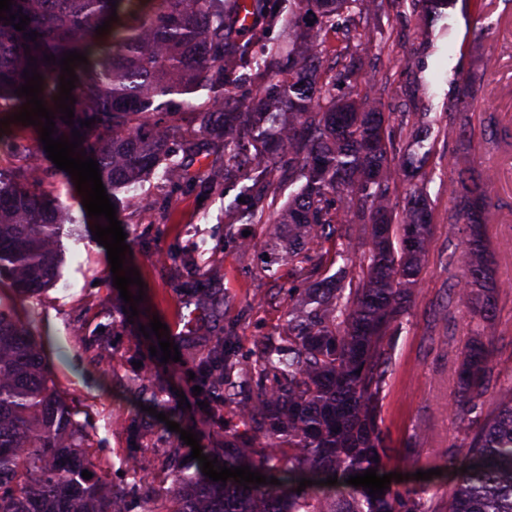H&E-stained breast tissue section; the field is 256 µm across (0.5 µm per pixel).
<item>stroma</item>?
<instances>
[{
	"instance_id": "obj_1",
	"label": "stroma",
	"mask_w": 512,
	"mask_h": 512,
	"mask_svg": "<svg viewBox=\"0 0 512 512\" xmlns=\"http://www.w3.org/2000/svg\"><path fill=\"white\" fill-rule=\"evenodd\" d=\"M512 0H453L444 22L425 23L411 4L370 22L362 30L372 59L356 89L337 86L336 95L352 92L381 96L391 126L429 112L433 155L426 167L428 210L433 226L429 254L415 304L393 339L391 363L378 424L386 448L385 472L402 474L392 491L419 500L425 512H448L453 477L446 456L458 455L467 430L452 408L454 372L472 338L470 308L452 290L464 273L461 231L450 230L455 202L448 182L457 164L497 171L492 190L496 224L490 225L496 286L495 358L502 375L512 374V35L495 25ZM465 138H458V129ZM38 188L59 199L73 217L62 238L58 282L26 302L16 300L8 283H0V302L28 322L43 346L57 387L85 429V447L97 475L109 484L126 483V471L139 464L155 482L167 483L173 465L169 444L158 435L164 421L197 434L202 447L224 451V431L234 429L264 444L262 433L229 409L201 406L190 372L205 355L206 331L235 327L237 350L250 363L258 340L283 323L282 306L264 304L270 291L288 287L291 268L275 262L276 249L287 245L286 226L249 225L228 211L235 189L206 193L176 188L150 176L122 194L116 217L132 253L126 266L138 270L144 299L137 316L113 285L107 251L84 223L82 196L74 180L47 176ZM248 232L252 242L243 253L224 240L225 225ZM186 252L198 256L222 289L224 314L212 319L192 294L180 286L177 267ZM166 324V339L183 356L161 362L149 351L142 333L152 319ZM193 356H186V348ZM163 392L164 420L150 415L155 390ZM187 406H180V399ZM138 417L143 447L132 451L128 422ZM431 471L427 480L417 471Z\"/></svg>"
}]
</instances>
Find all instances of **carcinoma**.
<instances>
[{"label":"carcinoma","mask_w":512,"mask_h":512,"mask_svg":"<svg viewBox=\"0 0 512 512\" xmlns=\"http://www.w3.org/2000/svg\"><path fill=\"white\" fill-rule=\"evenodd\" d=\"M398 4L251 0L246 14L253 22L245 27L239 0H12L11 13L27 15L29 25L18 31L0 21V118L22 110L26 97L14 91L35 57L39 97L55 116L53 138L80 131L79 150L98 161L112 190L152 174L189 188L240 183L245 209L258 221L276 202L279 178L298 185L278 223L302 247L280 260L302 282L317 278L316 287L288 288L281 331L262 339L248 368L228 328L208 337L198 373L207 396L271 432L266 445L254 446L224 431L220 465L248 466L281 484L246 489L198 469L176 474L165 487L134 471L131 489L172 501L171 512H424L420 501L389 489L375 499L345 483L382 469L377 410L388 340L415 301L432 235L424 185L413 187L400 215L393 209L401 183L430 152L429 114L406 134V159L396 167L380 101L335 93L338 83L357 84L368 60L355 43L356 26L339 18L376 19ZM113 12L117 20L96 34ZM276 27L288 31V44L267 37ZM33 31L40 34L34 41ZM329 32L338 36L330 55L322 39ZM66 51L87 58L74 66L72 125L60 119L54 100L60 65L43 61ZM201 91L207 96L197 102ZM92 118L91 127L81 126ZM21 160L23 180H0V275L24 298L57 276L59 229L71 215L36 189L41 176L68 173ZM494 180L493 170L464 165L448 182L461 202L450 223L469 230L453 295L478 318L457 377L454 404L471 433L463 456L448 457V471L456 473L448 512H512V384L496 409L485 411L500 377L486 234ZM354 224L368 231L369 254L353 260L344 246L323 249L331 237L347 238ZM181 265V287L216 313L220 300L204 287L207 272L191 255ZM243 385L253 393L240 401ZM92 467L83 426L61 397L39 340L0 304V512H119L128 490L84 479ZM334 475L336 485L322 484ZM303 478L315 484L298 493Z\"/></svg>","instance_id":"carcinoma-1"}]
</instances>
